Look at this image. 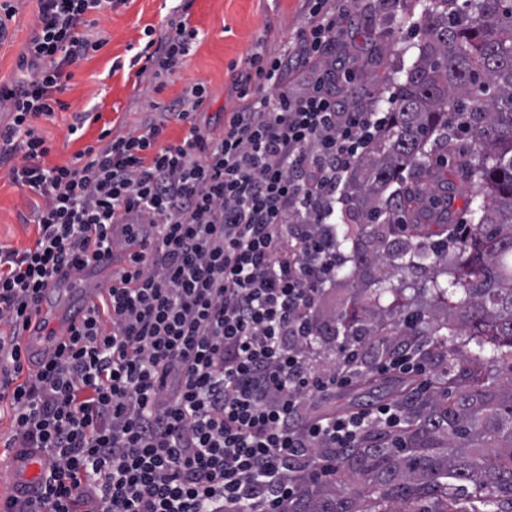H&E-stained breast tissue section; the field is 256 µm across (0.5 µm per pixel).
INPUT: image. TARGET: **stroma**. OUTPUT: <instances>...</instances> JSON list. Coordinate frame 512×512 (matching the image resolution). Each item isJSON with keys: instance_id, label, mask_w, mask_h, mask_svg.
<instances>
[{"instance_id": "35a3bbf8", "label": "stroma", "mask_w": 512, "mask_h": 512, "mask_svg": "<svg viewBox=\"0 0 512 512\" xmlns=\"http://www.w3.org/2000/svg\"><path fill=\"white\" fill-rule=\"evenodd\" d=\"M189 24L198 36L189 56L161 86L138 81L133 64V45L143 38L145 28L154 37L169 31L172 7L164 0H125L105 9L96 26L107 43L88 59L72 66L69 81L58 98L62 108L51 119L36 125L51 141L47 166L71 163L75 153L96 144L103 128L125 134L177 99L191 84L201 82L207 99L194 119L200 127L219 130L224 117L238 103L233 79L235 69L244 68L257 43L268 51H279L296 37L305 22L303 0H186ZM344 16L336 33V44L325 57L310 63H294L288 68V89L303 94L316 74L336 70V87L341 96L377 112L387 109L395 86L389 78L407 70L416 60L422 31L415 22L420 16L419 0H337ZM37 0H22L19 11L8 23V37L0 43V83L11 82L18 74V61L35 33ZM100 114L82 137L70 136L68 127L80 112ZM41 199L28 187L13 183L8 165H0V244L25 249L33 244L36 232L28 224ZM372 288L371 276L353 283L338 275L326 289L320 306L324 321L341 320L343 329L355 331L359 319H367L376 329H385L391 315L389 297L366 311L353 308L350 298L357 287ZM365 382L339 392L340 408L386 401L397 380L394 374H373L365 370Z\"/></svg>"}]
</instances>
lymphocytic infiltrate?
<instances>
[{"instance_id":"f902f5d3","label":"lymphocytic infiltrate","mask_w":512,"mask_h":512,"mask_svg":"<svg viewBox=\"0 0 512 512\" xmlns=\"http://www.w3.org/2000/svg\"><path fill=\"white\" fill-rule=\"evenodd\" d=\"M37 2L19 75L0 85L10 115L0 163L43 199L33 245H0V320L11 327L0 335V401L15 410L8 447L44 453L47 468L37 495L1 499L0 512H279L304 479L332 475L337 452L363 431L392 434L406 419L394 403L315 410L360 372L362 341L342 343L322 371L309 355L334 332L317 309L345 263L336 205L386 122L343 109L332 70L303 95L286 87L289 63L334 42L336 12L329 0H304L305 25L288 46L256 47L221 132L192 122L207 94L197 83L135 131L47 167L35 121L54 113L65 68L102 46L88 13L122 0ZM169 25L140 51L138 77L160 79L189 56L197 29L182 13ZM255 85L269 95H253ZM172 119L189 126L176 144L163 139ZM116 224L147 249L113 274L66 341L27 367L22 327L59 280L111 264ZM371 342L378 373L410 380L413 396L429 390L415 337Z\"/></svg>"}]
</instances>
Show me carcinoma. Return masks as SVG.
I'll return each mask as SVG.
<instances>
[{"instance_id":"carcinoma-1","label":"carcinoma","mask_w":512,"mask_h":512,"mask_svg":"<svg viewBox=\"0 0 512 512\" xmlns=\"http://www.w3.org/2000/svg\"><path fill=\"white\" fill-rule=\"evenodd\" d=\"M425 38L389 101L382 133L357 165L347 222L336 226L354 276L371 268L424 269L444 308L386 336H430L462 378L454 393L430 394L396 434L367 432L337 459L336 477L307 480L281 512H512V0H423ZM469 136L463 179L483 188L469 223L431 242L424 184ZM413 216L415 234L395 228ZM457 250L442 269L440 254Z\"/></svg>"}]
</instances>
